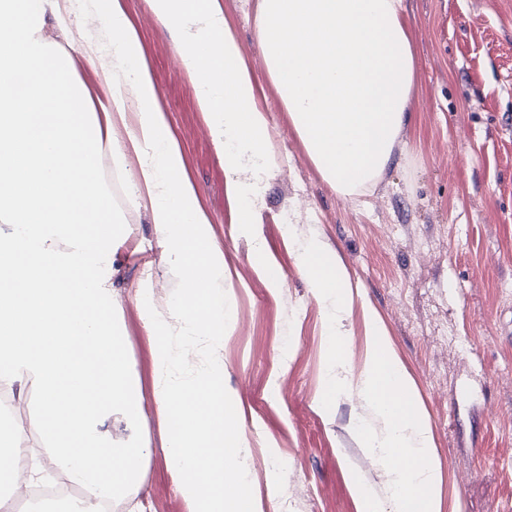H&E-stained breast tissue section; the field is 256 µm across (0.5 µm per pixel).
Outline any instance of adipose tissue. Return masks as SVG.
I'll use <instances>...</instances> for the list:
<instances>
[{
    "instance_id": "1",
    "label": "adipose tissue",
    "mask_w": 512,
    "mask_h": 512,
    "mask_svg": "<svg viewBox=\"0 0 512 512\" xmlns=\"http://www.w3.org/2000/svg\"><path fill=\"white\" fill-rule=\"evenodd\" d=\"M52 0H0V389L38 393L41 446L61 475L117 499L141 483L151 453L127 340L113 324V256L121 227L101 176L96 114L66 54L45 34ZM176 34L184 71L217 148L224 189L242 229L255 223L277 165L256 80L220 0H147ZM112 110L133 118L114 163L133 150L129 200L149 202L182 288L158 308L151 279L135 300L153 352V394L167 466L189 512H255L240 465L246 436L224 390V337L235 323L224 292V252L184 172L181 150L142 59L137 31L116 0ZM257 37L310 161L340 195L382 176L405 125L415 56L402 0H257ZM126 435H112L113 420ZM26 431L0 429V488L42 477Z\"/></svg>"
}]
</instances>
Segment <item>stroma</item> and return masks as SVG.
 <instances>
[{"label":"stroma","instance_id":"obj_1","mask_svg":"<svg viewBox=\"0 0 512 512\" xmlns=\"http://www.w3.org/2000/svg\"><path fill=\"white\" fill-rule=\"evenodd\" d=\"M257 0H220L257 80L278 166L267 177L259 222L236 223L224 191V156L196 104L177 45L147 0H119L139 33L185 172L224 251L235 299L224 338V389L239 401L248 437L245 471L260 512H362L365 486L390 512L389 475L355 433L386 428L346 391L322 406L328 373L326 317L298 267L320 244L351 279L341 373L357 377L372 349L371 319L399 360L433 440L439 512H512V0H403L416 69L410 119L376 185L358 200L337 194L309 160L270 80L256 37ZM96 0H55L63 29L48 27L72 62L94 112L109 111L112 41ZM124 242L114 256V321L126 336L139 394L154 416L152 347L131 287L151 277L154 298L180 292L149 207L116 205ZM260 239L284 274L259 272ZM153 453L124 512H187L161 451ZM253 252L258 268L267 276L270 284L273 287L281 285L284 279L283 273L265 257L264 247L257 239H254Z\"/></svg>","mask_w":512,"mask_h":512}]
</instances>
